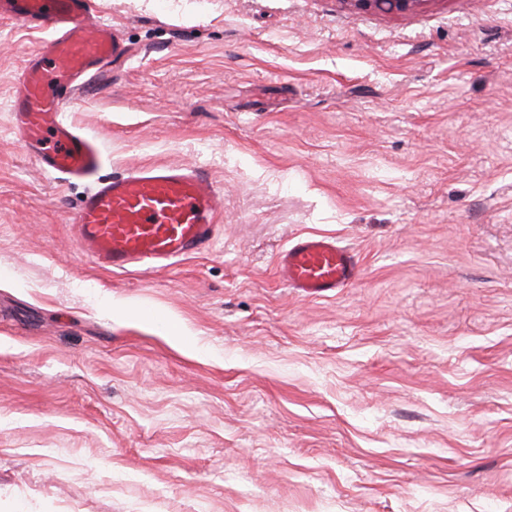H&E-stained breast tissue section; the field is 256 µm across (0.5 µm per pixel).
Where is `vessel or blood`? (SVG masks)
Wrapping results in <instances>:
<instances>
[{
	"instance_id": "b4317fda",
	"label": "vessel or blood",
	"mask_w": 512,
	"mask_h": 512,
	"mask_svg": "<svg viewBox=\"0 0 512 512\" xmlns=\"http://www.w3.org/2000/svg\"><path fill=\"white\" fill-rule=\"evenodd\" d=\"M0 19L48 22L54 35L32 54L15 84L11 123L43 170L94 180L72 230L78 248L97 265L126 271L166 268L213 241L224 196L205 171L178 164H143L109 181L95 175L105 161L101 142L64 118L90 82L126 49L101 23L94 0H0ZM280 281L296 295H335L359 280L357 256L336 238H297L276 259Z\"/></svg>"
}]
</instances>
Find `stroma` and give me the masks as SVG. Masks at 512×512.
<instances>
[{"instance_id":"35a3bbf8","label":"stroma","mask_w":512,"mask_h":512,"mask_svg":"<svg viewBox=\"0 0 512 512\" xmlns=\"http://www.w3.org/2000/svg\"><path fill=\"white\" fill-rule=\"evenodd\" d=\"M96 3L131 50L66 112L99 177L203 169L224 221L168 269L96 267L89 182L10 122L52 32L0 20V512H512V0ZM300 234L360 279L296 296ZM338 2L343 8L350 10L398 15L412 12L429 0H338ZM280 281L296 295L308 299L330 297L361 276L357 256L336 238L312 234L299 237L276 259ZM156 321H161L167 331L165 335L171 336L177 346L185 350H195L193 339L196 334L178 318L170 315L156 314Z\"/></svg>"}]
</instances>
